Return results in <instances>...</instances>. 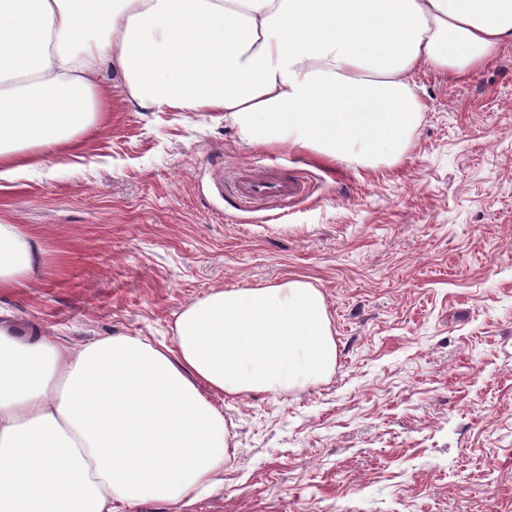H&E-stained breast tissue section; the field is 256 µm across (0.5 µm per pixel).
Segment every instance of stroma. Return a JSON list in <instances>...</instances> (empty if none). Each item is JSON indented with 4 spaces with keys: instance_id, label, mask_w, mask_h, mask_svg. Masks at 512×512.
I'll list each match as a JSON object with an SVG mask.
<instances>
[{
    "instance_id": "35a3bbf8",
    "label": "stroma",
    "mask_w": 512,
    "mask_h": 512,
    "mask_svg": "<svg viewBox=\"0 0 512 512\" xmlns=\"http://www.w3.org/2000/svg\"><path fill=\"white\" fill-rule=\"evenodd\" d=\"M413 83L425 110L390 164L253 147L223 113L146 112L116 85L55 170L0 181V220L40 248L0 308L59 341L170 347L214 291L322 292L333 372L212 394L223 481L186 512H512V47ZM278 165L306 194L236 209L226 175Z\"/></svg>"
}]
</instances>
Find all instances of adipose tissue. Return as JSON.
<instances>
[{"label":"adipose tissue","mask_w":512,"mask_h":512,"mask_svg":"<svg viewBox=\"0 0 512 512\" xmlns=\"http://www.w3.org/2000/svg\"><path fill=\"white\" fill-rule=\"evenodd\" d=\"M506 47L512 0H0V179L103 126L106 67L150 111L220 112L249 145L373 165L419 124L418 69L473 72ZM37 268L34 238L0 220V294ZM335 364L302 279L195 301L171 349L0 321V512H180L224 471L210 394H285Z\"/></svg>","instance_id":"ef3b65f1"}]
</instances>
